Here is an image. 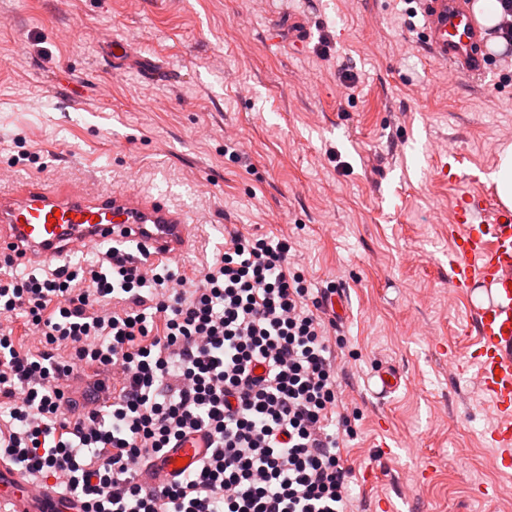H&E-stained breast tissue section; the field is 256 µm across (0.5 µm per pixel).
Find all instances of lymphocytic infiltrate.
Segmentation results:
<instances>
[{"label":"lymphocytic infiltrate","mask_w":512,"mask_h":512,"mask_svg":"<svg viewBox=\"0 0 512 512\" xmlns=\"http://www.w3.org/2000/svg\"><path fill=\"white\" fill-rule=\"evenodd\" d=\"M291 249L232 232L192 278L129 249L41 272L0 255V459L84 512H349L343 340ZM18 321L35 349L16 345ZM201 430L193 471L143 482Z\"/></svg>","instance_id":"f902f5d3"}]
</instances>
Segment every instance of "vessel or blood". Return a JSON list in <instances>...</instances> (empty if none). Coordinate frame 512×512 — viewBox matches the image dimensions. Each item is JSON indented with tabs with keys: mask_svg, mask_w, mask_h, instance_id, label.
Masks as SVG:
<instances>
[{
	"mask_svg": "<svg viewBox=\"0 0 512 512\" xmlns=\"http://www.w3.org/2000/svg\"><path fill=\"white\" fill-rule=\"evenodd\" d=\"M418 32L427 51L458 75L484 80L487 25L473 0H419ZM196 219L161 197L137 189L92 192L75 184L32 178L0 183V248L24 259L59 262L76 251L135 244L150 262L178 258L195 236ZM448 289L464 297L476 283L488 300L470 312L475 330L471 358L499 424L490 436L504 467L512 468V209L481 190L463 194L448 227ZM209 445L205 433L187 435L152 462L151 481H172L191 471ZM8 512H83L80 502L52 487L30 484L0 459V507Z\"/></svg>",
	"mask_w": 512,
	"mask_h": 512,
	"instance_id": "1",
	"label": "vessel or blood"
}]
</instances>
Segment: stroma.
Masks as SVG:
<instances>
[{"label":"stroma","mask_w":512,"mask_h":512,"mask_svg":"<svg viewBox=\"0 0 512 512\" xmlns=\"http://www.w3.org/2000/svg\"><path fill=\"white\" fill-rule=\"evenodd\" d=\"M294 19L306 48L269 35ZM420 22L408 0H0V170L165 197L202 222L189 276L225 229L288 236L306 278L343 292L354 512H512L495 415L448 367L471 321L448 226L512 143V66L449 72ZM108 42L168 82L112 70ZM384 367L402 379L380 397Z\"/></svg>","instance_id":"stroma-1"}]
</instances>
